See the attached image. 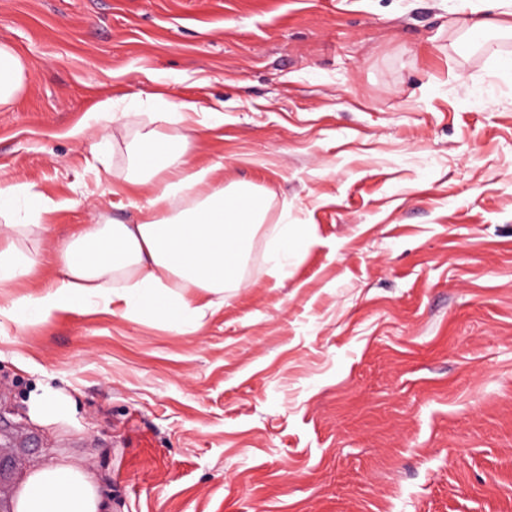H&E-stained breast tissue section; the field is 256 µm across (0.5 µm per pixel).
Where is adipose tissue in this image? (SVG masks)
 Returning a JSON list of instances; mask_svg holds the SVG:
<instances>
[{
    "label": "adipose tissue",
    "instance_id": "adipose-tissue-1",
    "mask_svg": "<svg viewBox=\"0 0 512 512\" xmlns=\"http://www.w3.org/2000/svg\"><path fill=\"white\" fill-rule=\"evenodd\" d=\"M29 80L22 57L0 44V108L9 106ZM140 159L159 188L147 201L143 220L110 219L84 226L58 250L59 276L42 293H23L38 261L20 251L9 219L27 206L39 223L57 211L29 186H0V295L9 305L0 314L20 322L43 321L79 308H116L164 321L179 334L196 335L204 326L200 297L240 285L242 264L256 231L264 224L268 200L252 183L202 189L204 173L188 174V160L163 134H143ZM191 192L190 207L170 212L173 198ZM13 512H111L99 481L80 462L35 468L19 481Z\"/></svg>",
    "mask_w": 512,
    "mask_h": 512
}]
</instances>
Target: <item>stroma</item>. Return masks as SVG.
<instances>
[{"label":"stroma","instance_id":"obj_1","mask_svg":"<svg viewBox=\"0 0 512 512\" xmlns=\"http://www.w3.org/2000/svg\"><path fill=\"white\" fill-rule=\"evenodd\" d=\"M496 4L0 0L30 73L0 109V184L61 205L16 231L26 292L80 226L142 220L145 131L270 203L198 335L0 316V502L72 456L112 512H512V16L467 34ZM106 99L137 117L98 119ZM185 99L206 112L161 120ZM286 222L308 244L277 279ZM46 392L65 421L31 420Z\"/></svg>","mask_w":512,"mask_h":512}]
</instances>
